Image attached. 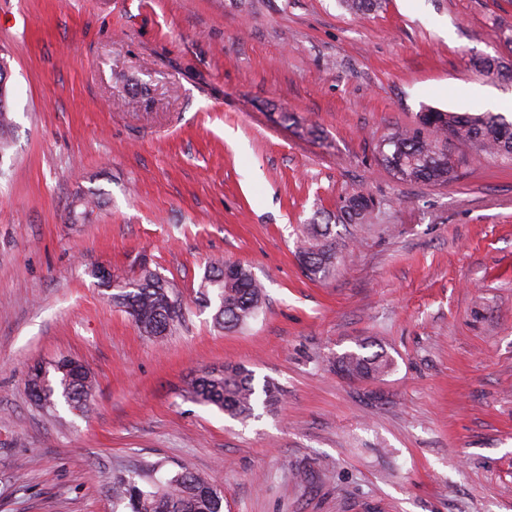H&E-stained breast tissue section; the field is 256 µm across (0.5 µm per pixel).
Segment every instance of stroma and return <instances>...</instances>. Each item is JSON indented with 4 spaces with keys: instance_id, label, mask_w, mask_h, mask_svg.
Segmentation results:
<instances>
[{
    "instance_id": "35a3bbf8",
    "label": "stroma",
    "mask_w": 512,
    "mask_h": 512,
    "mask_svg": "<svg viewBox=\"0 0 512 512\" xmlns=\"http://www.w3.org/2000/svg\"><path fill=\"white\" fill-rule=\"evenodd\" d=\"M512 0H0L13 136L0 153V512H123L113 474L188 468L224 512H512V161L398 181L376 145L423 107L512 116ZM341 261L305 276L301 224ZM99 205L83 212L79 200ZM249 266L258 318L225 331L205 272ZM148 265L184 318L140 333L99 285ZM369 341L394 365L350 379ZM82 362L88 412L46 410L29 368ZM242 365L283 390L242 423L188 398ZM380 203L365 193L350 196L341 208V218L347 224H369L377 216Z\"/></svg>"
}]
</instances>
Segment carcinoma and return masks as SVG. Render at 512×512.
Segmentation results:
<instances>
[{
    "mask_svg": "<svg viewBox=\"0 0 512 512\" xmlns=\"http://www.w3.org/2000/svg\"><path fill=\"white\" fill-rule=\"evenodd\" d=\"M341 6L350 13L366 15L380 9L382 0H341ZM8 95V90H0V151L7 147L12 127ZM450 138L478 154L512 159V122L502 115L426 108L416 116L414 127L396 129L380 142L378 160L401 182L446 184L459 178L458 166L448 165L446 157L439 153V147ZM379 208L380 203L372 196L359 192L347 199L341 218L348 224H369ZM298 259L309 277L327 276L337 260L332 225H304ZM200 288L204 300L211 295L216 297L214 321L228 331L246 326L264 301L262 283L242 264L231 279L224 277V267L212 268ZM110 300L125 309L141 333L154 339L166 336L183 319L175 285L146 266L140 268L134 280L114 286ZM392 365L393 359L382 349L370 355L350 351L338 359L340 371L358 379L382 376ZM53 371L52 378H40L34 368L28 374L27 386L37 404L52 409L61 397L75 409L88 410L94 384L86 367L63 357ZM187 394L242 421L255 418L260 408L272 411L282 399V389L273 380L266 378L258 385L251 370L229 364L200 372L189 381ZM156 473L157 469L147 467L133 476L114 474L112 499L124 505L126 512H222V492L201 475L187 468L163 477Z\"/></svg>",
    "mask_w": 512,
    "mask_h": 512,
    "instance_id": "cac0c4a2",
    "label": "carcinoma"
}]
</instances>
